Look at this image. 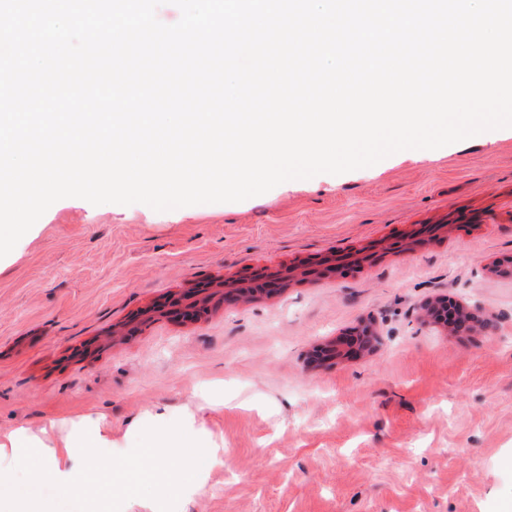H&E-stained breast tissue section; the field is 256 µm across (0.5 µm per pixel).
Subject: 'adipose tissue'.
<instances>
[{
    "instance_id": "ef3b65f1",
    "label": "adipose tissue",
    "mask_w": 512,
    "mask_h": 512,
    "mask_svg": "<svg viewBox=\"0 0 512 512\" xmlns=\"http://www.w3.org/2000/svg\"><path fill=\"white\" fill-rule=\"evenodd\" d=\"M154 431L145 433L141 444L129 447L117 462L107 464L100 460L99 451L111 447V424L105 416H82L62 421L65 431L63 446L67 456H80L81 466H61L52 445L45 441L47 428L20 427L0 434V452L9 450L19 455L37 453L41 467L34 473L35 483H53L58 492L71 494L89 485L100 486L112 473H122L128 485L154 477L163 461L180 457L185 467H193L199 456H207L215 463L222 462L221 443L206 438L196 425L194 415L187 414L178 421H170L166 412L153 416Z\"/></svg>"
}]
</instances>
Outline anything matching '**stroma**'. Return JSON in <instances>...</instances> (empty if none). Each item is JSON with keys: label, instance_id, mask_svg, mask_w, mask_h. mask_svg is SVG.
Instances as JSON below:
<instances>
[{"label": "stroma", "instance_id": "1", "mask_svg": "<svg viewBox=\"0 0 512 512\" xmlns=\"http://www.w3.org/2000/svg\"><path fill=\"white\" fill-rule=\"evenodd\" d=\"M512 128L284 182L241 202L157 212L54 203L0 258V432L107 415L121 459L140 422L191 413L224 445L167 480L188 497L114 479L99 508L33 485L38 456L0 455V512H512ZM291 273L287 288L156 314L196 283ZM480 304L495 332L451 336L421 308ZM371 322L380 348L313 362Z\"/></svg>", "mask_w": 512, "mask_h": 512}]
</instances>
